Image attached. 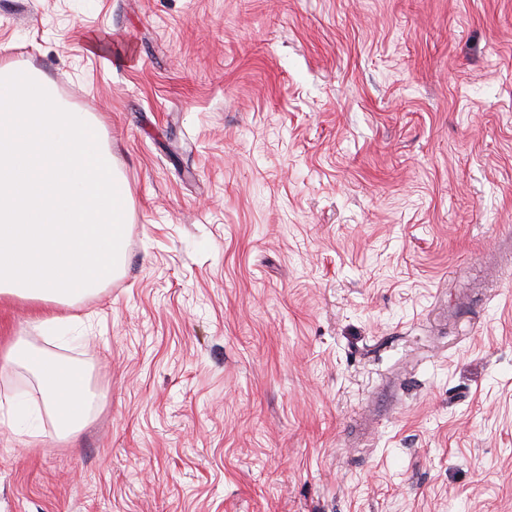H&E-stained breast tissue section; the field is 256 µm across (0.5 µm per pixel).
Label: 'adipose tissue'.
Wrapping results in <instances>:
<instances>
[{
    "label": "adipose tissue",
    "mask_w": 512,
    "mask_h": 512,
    "mask_svg": "<svg viewBox=\"0 0 512 512\" xmlns=\"http://www.w3.org/2000/svg\"><path fill=\"white\" fill-rule=\"evenodd\" d=\"M0 366L31 368L40 386V399L61 437L74 436L82 430L100 396L93 392L83 374L64 372L59 361L34 356L25 341H16Z\"/></svg>",
    "instance_id": "obj_1"
}]
</instances>
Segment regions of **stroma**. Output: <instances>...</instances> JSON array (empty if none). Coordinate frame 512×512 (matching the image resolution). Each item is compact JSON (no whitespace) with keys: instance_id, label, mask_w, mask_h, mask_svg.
I'll return each mask as SVG.
<instances>
[{"instance_id":"35a3bbf8","label":"stroma","mask_w":512,"mask_h":512,"mask_svg":"<svg viewBox=\"0 0 512 512\" xmlns=\"http://www.w3.org/2000/svg\"><path fill=\"white\" fill-rule=\"evenodd\" d=\"M96 119L120 274L16 338L0 512H512V0H0ZM13 366L33 370L40 386V399L61 437L68 438L82 430L101 399L83 374L65 373L59 361L35 357L22 339L2 358L1 369Z\"/></svg>"}]
</instances>
